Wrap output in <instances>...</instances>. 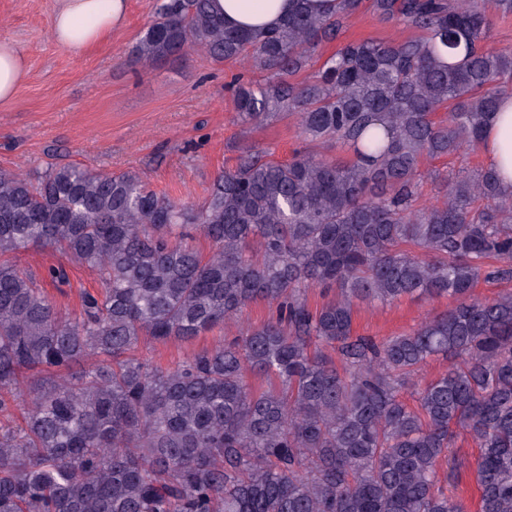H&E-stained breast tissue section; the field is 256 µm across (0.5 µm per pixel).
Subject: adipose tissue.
<instances>
[{"label": "adipose tissue", "instance_id": "obj_1", "mask_svg": "<svg viewBox=\"0 0 512 512\" xmlns=\"http://www.w3.org/2000/svg\"><path fill=\"white\" fill-rule=\"evenodd\" d=\"M127 0H57L50 35L75 55L110 37L125 21ZM226 25L268 30L280 25L292 0H213ZM482 148L497 169L505 189L512 190V96H504L500 112L485 129Z\"/></svg>", "mask_w": 512, "mask_h": 512}]
</instances>
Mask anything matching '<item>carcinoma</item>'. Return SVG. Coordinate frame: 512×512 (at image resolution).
I'll list each match as a JSON object with an SVG mask.
<instances>
[{
    "instance_id": "carcinoma-1",
    "label": "carcinoma",
    "mask_w": 512,
    "mask_h": 512,
    "mask_svg": "<svg viewBox=\"0 0 512 512\" xmlns=\"http://www.w3.org/2000/svg\"><path fill=\"white\" fill-rule=\"evenodd\" d=\"M294 2L254 33L225 26L212 0H164L136 62L192 48L250 63L278 81L234 80L242 122L286 112L350 160L248 149L200 203L137 173L0 171V512H466L438 477L462 432L479 447L477 512H512V293H472L512 279V191L486 167L419 203L424 160L478 149L512 95V51L481 46L488 12L512 0H371L423 37L348 43L302 83L289 78L362 0L330 15ZM462 42L467 58L447 59ZM32 248L95 269L100 294L63 315L15 263ZM311 288L336 298L313 309ZM414 295L457 304L381 342L354 334L355 305ZM256 301L275 315L231 343L172 369L135 355L145 337L189 340ZM439 355L455 362L418 383Z\"/></svg>"
}]
</instances>
